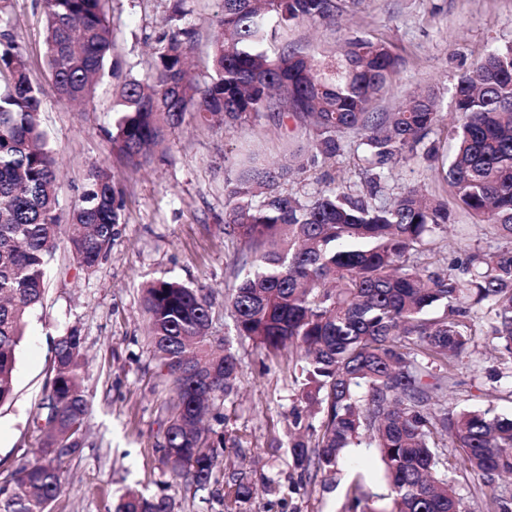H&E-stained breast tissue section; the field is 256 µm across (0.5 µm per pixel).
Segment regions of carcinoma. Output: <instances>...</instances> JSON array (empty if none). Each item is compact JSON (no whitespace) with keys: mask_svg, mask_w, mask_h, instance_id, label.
I'll use <instances>...</instances> for the list:
<instances>
[{"mask_svg":"<svg viewBox=\"0 0 512 512\" xmlns=\"http://www.w3.org/2000/svg\"><path fill=\"white\" fill-rule=\"evenodd\" d=\"M343 6L344 0H224L211 73L202 78L188 63L194 31L182 23L183 0H174L152 62L120 87L108 136L137 170L188 112L226 128L267 112H291L306 123L314 135L307 160L293 154L280 167L254 160L224 184V234L253 248L242 260V281L225 294L236 334L269 355L291 349L300 398L318 416H293L294 468L336 475L351 449L374 448L391 506L367 505L365 512H462L449 466L485 483L512 474V417L495 405L512 401V389L482 410L454 403L475 316L512 379V250L478 249L440 271L415 255L453 223L457 209L512 241V45L493 49L457 80L451 161L439 162L433 146L425 149L455 208L415 186L381 203L338 186L303 199L280 192V181L320 157H336L344 139L363 147L376 184L383 166L425 144L439 121L429 90L396 112L371 111L400 66L381 41L352 34L331 55L271 50L279 29L334 24ZM42 10L45 64L57 93L90 102L114 45L109 0H42ZM40 112V87L11 37L0 47V405L14 396L18 347L28 317L43 305L62 234L57 161ZM123 207L111 169L94 168L66 240L78 268L93 272L110 253ZM145 305L153 355L172 382L161 463L172 480L206 490L223 477L215 460L224 438L202 420L236 389L239 362L210 336L206 289L155 279L145 288ZM85 369L83 336L72 328L55 344L38 404L41 457L9 473L0 512H46L61 492L63 458L83 447L93 406ZM251 497L243 477L232 479L225 512H243ZM484 505L485 512H512V485L492 490ZM114 512H173V499L129 492Z\"/></svg>","mask_w":512,"mask_h":512,"instance_id":"cac0c4a2","label":"carcinoma"}]
</instances>
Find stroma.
I'll use <instances>...</instances> for the list:
<instances>
[{
	"instance_id": "stroma-1",
	"label": "stroma",
	"mask_w": 512,
	"mask_h": 512,
	"mask_svg": "<svg viewBox=\"0 0 512 512\" xmlns=\"http://www.w3.org/2000/svg\"><path fill=\"white\" fill-rule=\"evenodd\" d=\"M221 7L222 0L184 4L186 21L196 30L193 62L202 76L211 71V23ZM170 8V0H110L113 57L145 70ZM3 33L23 46L30 76L42 89V126L60 166L61 216H68L92 166L99 164L111 167L125 207L112 251L94 272L77 268L65 247L55 253L44 307L29 319L17 352L14 399L0 406V482L39 456L33 417L52 366L53 344L75 327L84 338L85 384L94 407L83 448L64 459L65 484L50 502V512H113L126 491L162 494L160 448L172 386L159 376L150 352L143 289L164 277L207 287L211 332L239 360L237 389L210 425L224 436L219 470L244 477L253 488L248 512H342L360 472L367 475L365 494L384 493L383 464L371 448L353 451L330 489L323 477L302 476L291 465L288 412L299 399L289 354L270 356L237 336L225 308L224 294L235 283L237 263L247 250L224 233V180L235 176L245 153L257 152L271 164L282 158L284 142L309 145V128L295 117L272 115L227 130L200 126L188 115L169 130L163 149L134 171L113 155L105 135L112 127L116 79L105 78L84 108L59 98L45 66L41 0H7L0 16ZM351 34L385 42L401 60L374 111H395L416 90L436 94L440 124L429 139L446 159L454 147L447 128L457 120L453 87L491 49L512 44V0H349L338 24L293 26L281 32L278 42L297 49L314 45L329 54ZM363 155L357 144H348L334 159L291 176L281 189L310 198L334 183L369 195ZM408 185L438 198L452 194L418 154L390 165L377 198L395 197ZM468 221L458 214L456 225L431 236L440 266L465 260L469 247H501V240ZM470 351L482 371L460 368L465 390L478 395L512 385V380L494 379L498 355L482 334H475ZM271 481L277 486L272 494L266 490Z\"/></svg>"
}]
</instances>
